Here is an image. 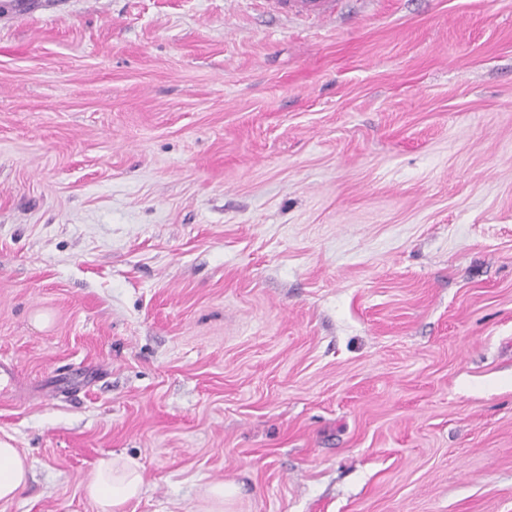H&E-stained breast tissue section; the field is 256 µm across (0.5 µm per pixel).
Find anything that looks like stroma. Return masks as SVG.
I'll return each mask as SVG.
<instances>
[{
  "instance_id": "obj_1",
  "label": "stroma",
  "mask_w": 512,
  "mask_h": 512,
  "mask_svg": "<svg viewBox=\"0 0 512 512\" xmlns=\"http://www.w3.org/2000/svg\"><path fill=\"white\" fill-rule=\"evenodd\" d=\"M0 512H512V0H0ZM273 13H281L308 20L320 22L336 15L340 0H266ZM30 465L17 448L0 444V502H11L26 486ZM86 492L99 512H123V507L138 499L144 490L141 464L122 456L97 461L86 484ZM237 492L235 486L224 483H214L205 489V501L207 506L202 512H223L225 505L234 498Z\"/></svg>"
}]
</instances>
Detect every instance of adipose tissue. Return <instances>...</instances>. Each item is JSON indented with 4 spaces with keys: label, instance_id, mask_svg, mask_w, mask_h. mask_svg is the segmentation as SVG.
I'll return each mask as SVG.
<instances>
[{
    "label": "adipose tissue",
    "instance_id": "obj_1",
    "mask_svg": "<svg viewBox=\"0 0 512 512\" xmlns=\"http://www.w3.org/2000/svg\"><path fill=\"white\" fill-rule=\"evenodd\" d=\"M30 466L18 449L0 444V502L14 500L26 486ZM144 490L141 464L122 456L97 461L86 484V492L99 512H123Z\"/></svg>",
    "mask_w": 512,
    "mask_h": 512
}]
</instances>
